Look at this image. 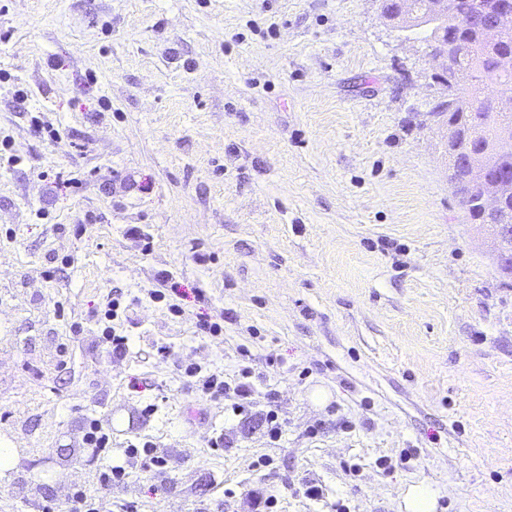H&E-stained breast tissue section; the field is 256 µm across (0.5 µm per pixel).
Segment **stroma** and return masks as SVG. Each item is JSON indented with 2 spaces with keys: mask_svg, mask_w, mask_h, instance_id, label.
<instances>
[{
  "mask_svg": "<svg viewBox=\"0 0 512 512\" xmlns=\"http://www.w3.org/2000/svg\"><path fill=\"white\" fill-rule=\"evenodd\" d=\"M422 48L376 0H0V441L24 464L0 512H65L124 462L112 512H403L416 483L512 512V279L448 188ZM160 270L182 315L146 293ZM191 362L252 367L250 413ZM146 440L169 467L127 462ZM121 308V302L119 298H112L105 306L104 319L108 322H112L111 325L104 327L102 331V346L109 358L121 359L127 353L129 348V339L127 336L117 334L114 327V320L118 319V311ZM178 371L179 376L196 390L200 398L206 401L223 399L226 394L232 391L238 399V402H235L231 407L233 413L238 412V415H241L250 408V399L254 393L252 384L248 380L252 377L250 367L247 366L241 369L240 378L234 381V386L225 381L223 376L211 373L199 363L181 365Z\"/></svg>",
  "mask_w": 512,
  "mask_h": 512,
  "instance_id": "1",
  "label": "stroma"
}]
</instances>
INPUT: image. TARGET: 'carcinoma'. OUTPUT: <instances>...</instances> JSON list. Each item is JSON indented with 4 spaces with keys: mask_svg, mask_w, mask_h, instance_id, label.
<instances>
[{
    "mask_svg": "<svg viewBox=\"0 0 512 512\" xmlns=\"http://www.w3.org/2000/svg\"><path fill=\"white\" fill-rule=\"evenodd\" d=\"M422 42L448 51L449 66L444 77L448 83L446 119L457 138L469 141L471 153L482 156L503 122L500 110L492 99L483 96V90L489 85L512 83V72L499 69V57L512 55V32L489 47L483 38L482 24L463 18L448 27L441 37L434 29L426 28ZM456 169L458 194L474 199L483 179L512 177V160L488 170L482 165L476 168L458 165Z\"/></svg>",
    "mask_w": 512,
    "mask_h": 512,
    "instance_id": "obj_1",
    "label": "carcinoma"
}]
</instances>
